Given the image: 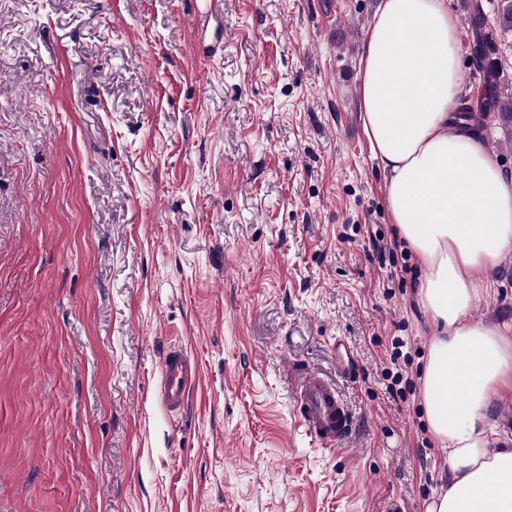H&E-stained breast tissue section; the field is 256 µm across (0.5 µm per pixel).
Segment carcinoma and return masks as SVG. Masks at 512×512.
Instances as JSON below:
<instances>
[{
	"label": "carcinoma",
	"instance_id": "obj_1",
	"mask_svg": "<svg viewBox=\"0 0 512 512\" xmlns=\"http://www.w3.org/2000/svg\"><path fill=\"white\" fill-rule=\"evenodd\" d=\"M498 28L501 33H512V0H499ZM469 19L474 35L470 44V55L476 71L480 74L485 95L476 102L461 100L458 114L461 117L476 121L478 129L485 127V121H493L507 134L512 144V97L502 92L504 89L503 62L497 57L495 45L486 36L484 28L486 15L481 0H470L467 5Z\"/></svg>",
	"mask_w": 512,
	"mask_h": 512
}]
</instances>
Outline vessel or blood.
I'll return each mask as SVG.
<instances>
[{
	"label": "vessel or blood",
	"instance_id": "1",
	"mask_svg": "<svg viewBox=\"0 0 512 512\" xmlns=\"http://www.w3.org/2000/svg\"><path fill=\"white\" fill-rule=\"evenodd\" d=\"M197 53L213 60L224 52V0H195ZM296 426L325 451L349 439L352 433L351 411L335 383L312 370L293 371ZM200 378V368L181 346L171 345L161 357L156 396L168 411H184L191 388Z\"/></svg>",
	"mask_w": 512,
	"mask_h": 512
}]
</instances>
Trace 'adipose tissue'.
<instances>
[{"label":"adipose tissue","mask_w":512,"mask_h":512,"mask_svg":"<svg viewBox=\"0 0 512 512\" xmlns=\"http://www.w3.org/2000/svg\"><path fill=\"white\" fill-rule=\"evenodd\" d=\"M457 41L451 0H382L361 60L362 123L435 330L421 396L449 475L427 512H512V448L490 446V412L512 388V325L472 317L489 270L512 249V173L455 125Z\"/></svg>","instance_id":"adipose-tissue-1"}]
</instances>
